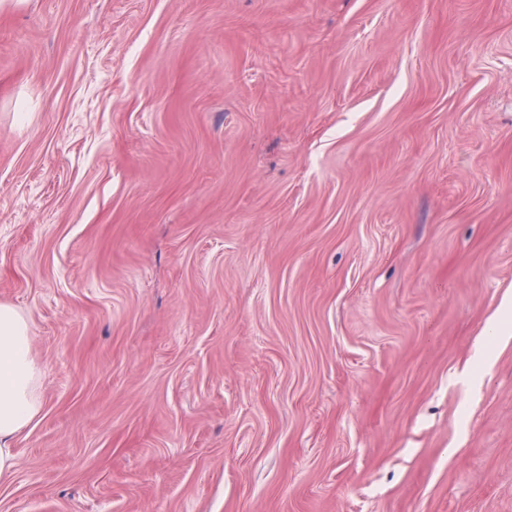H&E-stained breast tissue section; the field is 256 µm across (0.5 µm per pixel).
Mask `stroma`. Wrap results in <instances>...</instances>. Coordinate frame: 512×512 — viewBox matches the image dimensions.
<instances>
[{
  "mask_svg": "<svg viewBox=\"0 0 512 512\" xmlns=\"http://www.w3.org/2000/svg\"><path fill=\"white\" fill-rule=\"evenodd\" d=\"M512 0H0V512H512ZM30 332L25 316L0 304V484L18 469L15 439L41 413L40 368L31 353Z\"/></svg>",
  "mask_w": 512,
  "mask_h": 512,
  "instance_id": "stroma-1",
  "label": "stroma"
}]
</instances>
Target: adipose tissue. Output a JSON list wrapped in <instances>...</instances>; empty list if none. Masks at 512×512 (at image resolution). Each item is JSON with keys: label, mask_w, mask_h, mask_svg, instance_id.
Returning a JSON list of instances; mask_svg holds the SVG:
<instances>
[{"label": "adipose tissue", "mask_w": 512, "mask_h": 512, "mask_svg": "<svg viewBox=\"0 0 512 512\" xmlns=\"http://www.w3.org/2000/svg\"><path fill=\"white\" fill-rule=\"evenodd\" d=\"M39 380L26 317L0 304V483L18 469L15 439L41 413Z\"/></svg>", "instance_id": "ef3b65f1"}]
</instances>
